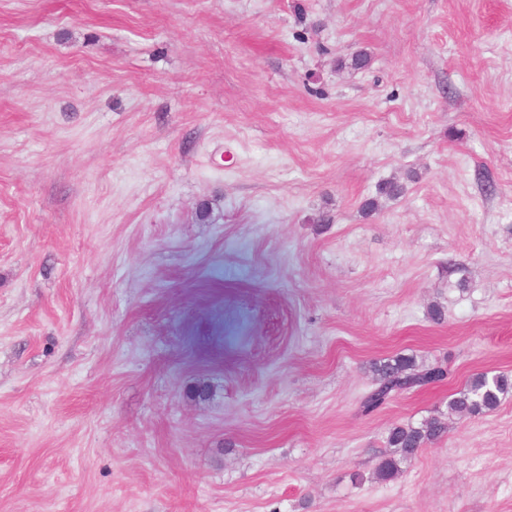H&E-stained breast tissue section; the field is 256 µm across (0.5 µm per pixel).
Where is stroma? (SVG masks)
Here are the masks:
<instances>
[{"label": "stroma", "mask_w": 512, "mask_h": 512, "mask_svg": "<svg viewBox=\"0 0 512 512\" xmlns=\"http://www.w3.org/2000/svg\"><path fill=\"white\" fill-rule=\"evenodd\" d=\"M399 354L450 375L362 415ZM481 372L512 0H0V512H512V392L448 414ZM446 429L445 423L437 417L425 419L417 426H392L386 437V448L390 449L379 460L376 478L388 481L397 476L402 464L411 462L427 442L440 438Z\"/></svg>", "instance_id": "stroma-1"}]
</instances>
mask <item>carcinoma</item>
<instances>
[{
    "instance_id": "obj_1",
    "label": "carcinoma",
    "mask_w": 512,
    "mask_h": 512,
    "mask_svg": "<svg viewBox=\"0 0 512 512\" xmlns=\"http://www.w3.org/2000/svg\"><path fill=\"white\" fill-rule=\"evenodd\" d=\"M377 376L375 387L361 399L359 409L370 414L380 408L390 396L408 392L442 381L447 371L441 366L419 367L411 357L396 355L374 365ZM512 391V379L506 375L478 373L470 377L463 389L452 395L448 414L475 417L495 410L502 396ZM446 432L445 423L431 417L419 425H394L388 430V451L380 458L376 478L388 481L401 472V465L411 461L428 442Z\"/></svg>"
}]
</instances>
